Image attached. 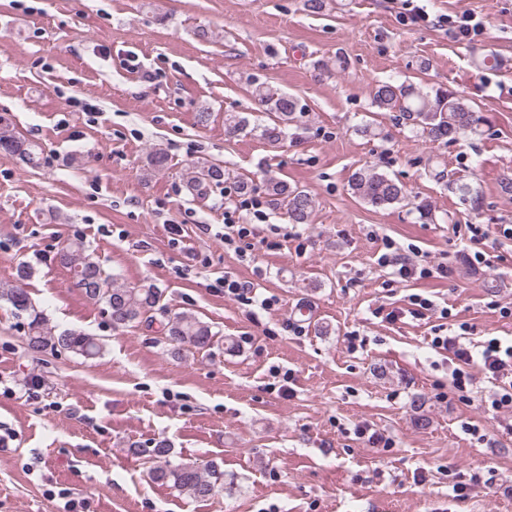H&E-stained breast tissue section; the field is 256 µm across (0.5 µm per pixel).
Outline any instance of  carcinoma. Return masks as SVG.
<instances>
[{
	"instance_id": "carcinoma-1",
	"label": "carcinoma",
	"mask_w": 512,
	"mask_h": 512,
	"mask_svg": "<svg viewBox=\"0 0 512 512\" xmlns=\"http://www.w3.org/2000/svg\"><path fill=\"white\" fill-rule=\"evenodd\" d=\"M257 94L267 110L276 114L274 123L263 126L261 136L272 144L286 141L288 126L298 122L303 113L298 97L268 87L257 89ZM371 107L399 113V117L410 122L413 130L433 142L453 141L466 130L476 131L481 122L476 110L455 92L443 89L429 92L410 83L391 80L375 85L371 92ZM0 148L29 161L38 155L36 145L15 138L3 128H0ZM223 182L224 168L214 163H199L186 173L188 189L200 196L207 195L209 188ZM264 184L271 204L284 210L291 223H309L316 208L315 195L311 191L292 187L274 176L266 177ZM349 187L353 194L378 208H387L408 199L403 184L374 168L355 172ZM84 251L83 242H72L62 250L60 261L69 268L75 287L81 289L88 299L105 303L113 328L126 327L155 310L162 297L159 288L151 283L134 288L116 286L100 264ZM2 299L12 306L16 314L25 317L28 348L41 351L49 347L87 359L100 355L102 346L85 333L69 331L54 334L23 289L17 286L3 288L0 290ZM167 335L178 346L189 345L199 349L213 347L216 337L210 325L184 313L168 321ZM149 453L155 462L151 469L152 478L157 482L170 484L180 493L201 500L224 490V471L217 464L196 460L174 463L169 459L170 448L163 442L156 444Z\"/></svg>"
}]
</instances>
